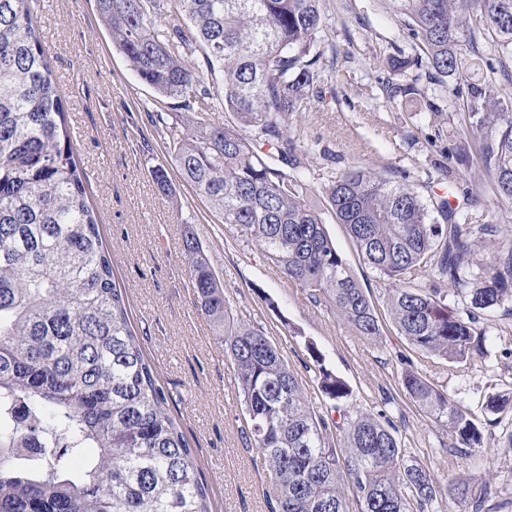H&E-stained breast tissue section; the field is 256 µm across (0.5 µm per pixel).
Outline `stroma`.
Segmentation results:
<instances>
[{"label":"stroma","mask_w":512,"mask_h":512,"mask_svg":"<svg viewBox=\"0 0 512 512\" xmlns=\"http://www.w3.org/2000/svg\"><path fill=\"white\" fill-rule=\"evenodd\" d=\"M329 26L321 41L322 71L340 72L343 82H320L319 109L298 121L307 152L301 162L318 194L326 231L352 274L377 306L383 333L357 336L336 313L310 301L306 291L284 278L255 241L219 224L215 214L180 176L172 194L159 191L152 171L172 168L166 120L194 113L181 99H167L163 122L148 111L155 93L130 69L98 17L95 0H41L36 26L66 108L74 157L86 172V197L112 255L133 331L158 383L169 395L179 423L209 486L213 512H269L266 471L260 454L248 447L245 410L232 360L218 342L211 321L194 306L186 235H194L241 314L263 327L282 352L310 401L327 420L357 411L391 419L407 456L431 474L440 512H459L448 499V482L462 478L473 488L492 483L501 500L512 502V413L499 420L482 405L492 394L512 392V316L489 320L485 357L451 364L419 356L387 316L385 281L360 258L344 225L323 207L319 191L329 177L351 165L396 167L424 196L467 189L494 224L512 226V204L483 195L480 166L458 174L450 158L475 144L452 120L451 93L420 78L416 95L387 97L393 80L388 57L410 49L408 32L390 14L387 0H323ZM322 355L315 363L312 352ZM449 398L473 413L485 452L455 453L456 440L403 392V360ZM326 368L342 378L349 396L334 401L321 393L316 373Z\"/></svg>","instance_id":"1"}]
</instances>
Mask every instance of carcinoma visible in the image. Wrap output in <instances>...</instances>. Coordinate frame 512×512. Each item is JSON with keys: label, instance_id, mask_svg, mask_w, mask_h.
<instances>
[{"label": "carcinoma", "instance_id": "obj_1", "mask_svg": "<svg viewBox=\"0 0 512 512\" xmlns=\"http://www.w3.org/2000/svg\"><path fill=\"white\" fill-rule=\"evenodd\" d=\"M322 0H96L97 12L155 104L179 97L196 122L168 128L181 177L221 223L255 241L288 281L324 303L357 335H380L362 288L310 203L303 139L294 120L315 111L321 81ZM412 53L389 56L396 75L428 70L443 84L469 57L487 76L452 89L479 150L453 154L466 172L479 164L487 191L512 203V0H392ZM40 0H0V512H213L208 484L168 409L162 387L129 325L112 257L85 198L65 110L35 23ZM168 14L186 25L164 21ZM492 53L484 54V45ZM201 54L203 66L189 58ZM224 73V111L212 125L206 76ZM324 78L340 81L331 71ZM276 157L287 168L269 162ZM324 201L346 226L364 263L389 283L392 323L415 352L449 363L483 356L480 320L512 315V241L471 271L476 236L502 229L474 203L426 200L398 168L354 167L330 178ZM197 308L231 353L246 407L247 437L266 468L270 512H427L435 488L405 454L397 428L370 413L332 423L310 406L280 350L224 297L201 243L184 240ZM427 273L448 289L423 288ZM462 304L461 316L448 296ZM320 391L341 401L347 383L324 368ZM403 391L455 434L464 455L483 447L469 409L418 371ZM484 411H512V393ZM337 446L330 445V428ZM496 491L460 479L448 499L484 512Z\"/></svg>", "mask_w": 512, "mask_h": 512}]
</instances>
